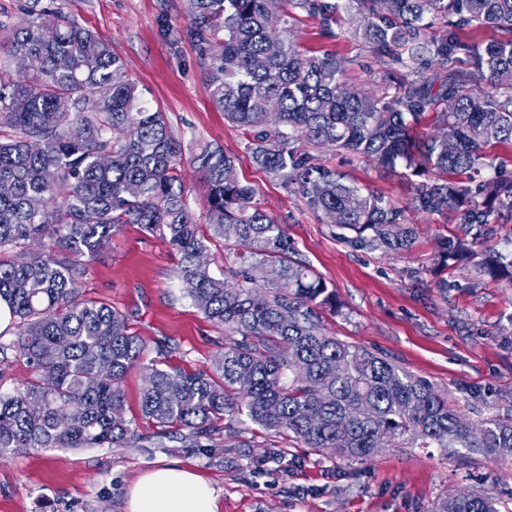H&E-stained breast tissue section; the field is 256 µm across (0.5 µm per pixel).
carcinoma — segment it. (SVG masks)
I'll use <instances>...</instances> for the list:
<instances>
[{
  "instance_id": "1",
  "label": "carcinoma",
  "mask_w": 512,
  "mask_h": 512,
  "mask_svg": "<svg viewBox=\"0 0 512 512\" xmlns=\"http://www.w3.org/2000/svg\"><path fill=\"white\" fill-rule=\"evenodd\" d=\"M357 2L371 52L414 65L390 98L350 86L336 54L306 53L290 36L288 7L327 27L336 6L326 0H189L187 33L209 47V97L225 120L254 131V162L299 182L309 205L336 219L354 246L406 250L415 233L383 194L310 165L304 143L415 167L420 209L454 210L481 228L470 240L445 238L444 265L465 261L481 276L512 282V254L479 247L495 206L512 207V180L471 176L489 146L512 143V82L504 81L512 75V38L469 44L458 34L468 26L512 32V0ZM435 24L440 38L427 36ZM9 53L34 70L13 79L0 69V123L11 129L0 135V186H7L0 189V255L15 254L0 258V301L21 320L14 344L35 378L0 393V456L137 442L122 381L145 345L120 312L80 298L78 284L86 261L122 225L138 224L168 240L187 295L227 331L220 379L152 369L143 418L179 428L184 442L199 447L244 415L270 438L271 457L282 453L277 438L288 435L349 461L372 459L383 437L399 448H478L512 459V417L475 425L427 381L324 333L336 294L296 257L286 226L254 203L234 159L205 144L192 158L205 220L240 260L223 278L211 272L208 238L181 177L182 146L164 114L141 104L122 60L98 35L60 13L42 14L12 31ZM459 53L475 58V69L449 66ZM431 112L440 134L422 139L413 124ZM431 169L445 179H425ZM432 512L498 509L491 497L470 493L447 495Z\"/></svg>"
}]
</instances>
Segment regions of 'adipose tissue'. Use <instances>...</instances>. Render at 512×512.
I'll list each match as a JSON object with an SVG mask.
<instances>
[{"label":"adipose tissue","instance_id":"1","mask_svg":"<svg viewBox=\"0 0 512 512\" xmlns=\"http://www.w3.org/2000/svg\"><path fill=\"white\" fill-rule=\"evenodd\" d=\"M126 512H217L209 480L176 461L161 460L128 488Z\"/></svg>","mask_w":512,"mask_h":512}]
</instances>
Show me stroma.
Wrapping results in <instances>:
<instances>
[{
  "mask_svg": "<svg viewBox=\"0 0 512 512\" xmlns=\"http://www.w3.org/2000/svg\"><path fill=\"white\" fill-rule=\"evenodd\" d=\"M330 28L291 9L297 43L330 50L343 59L348 83L381 93L405 76L387 69L358 34L363 18L345 0ZM186 0H0V66L9 59L5 27L23 26L34 13L59 11L107 41L142 97L164 113L180 141L182 175L196 214L205 211L189 160L198 146L221 145L241 181L256 190L255 203L286 224L297 256L336 293L324 330L348 343L390 357L433 384L450 404L478 423L512 417V285L480 277L467 263L442 267L443 237L472 238L478 228L457 212L416 207L410 169L390 170L330 146L305 145L313 164L347 182L384 194L404 211L416 232L413 247L385 254L353 247L322 212L312 209L298 184H284L252 159V136L224 119L210 99L198 43L185 34ZM179 256L157 234L126 224L107 249L90 261L79 282L82 298L106 303L125 315L146 350L125 376V416L139 438L112 448H27L0 457V512H124L125 491L162 459L181 462L208 479L217 512H428L448 493L479 491L512 512V461L481 452L452 455L440 448H383L368 461H348L281 438V457L261 448L257 427L234 422L208 447L192 448L178 430L158 437L142 419L141 392L152 367L177 365L215 371L224 327L210 321L185 295ZM0 336V391L31 379L33 369Z\"/></svg>",
  "mask_w": 512,
  "mask_h": 512,
  "instance_id": "1",
  "label": "stroma"
}]
</instances>
